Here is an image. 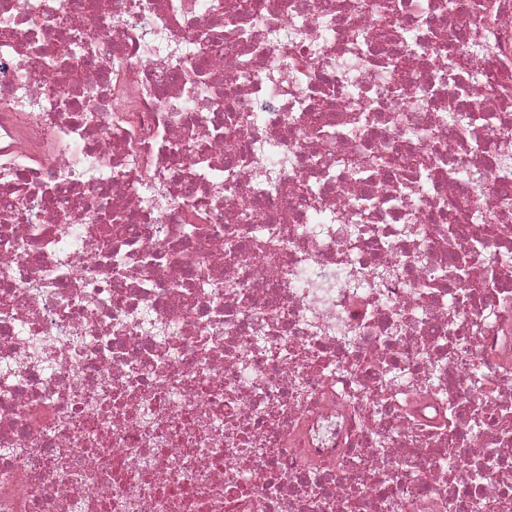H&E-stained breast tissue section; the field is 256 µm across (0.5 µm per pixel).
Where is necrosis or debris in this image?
Wrapping results in <instances>:
<instances>
[{
	"instance_id": "1",
	"label": "necrosis or debris",
	"mask_w": 512,
	"mask_h": 512,
	"mask_svg": "<svg viewBox=\"0 0 512 512\" xmlns=\"http://www.w3.org/2000/svg\"><path fill=\"white\" fill-rule=\"evenodd\" d=\"M0 0V512H512V0Z\"/></svg>"
}]
</instances>
